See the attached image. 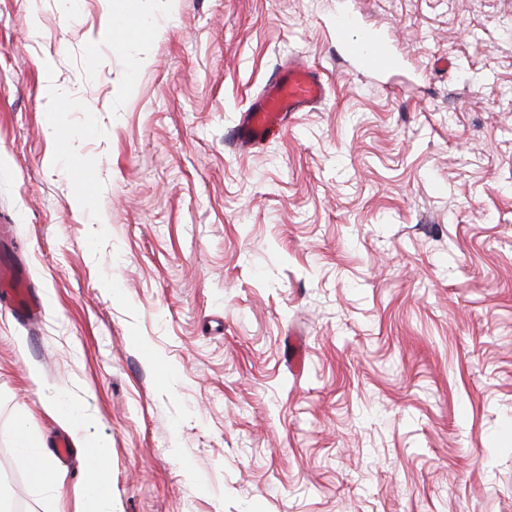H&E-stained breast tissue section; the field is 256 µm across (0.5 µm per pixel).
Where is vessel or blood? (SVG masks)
<instances>
[{
    "mask_svg": "<svg viewBox=\"0 0 512 512\" xmlns=\"http://www.w3.org/2000/svg\"><path fill=\"white\" fill-rule=\"evenodd\" d=\"M332 29L346 54L360 65L378 71L396 67L397 60L389 43L372 34H359L350 12L339 9L333 14ZM325 82L300 60H292L269 78L262 97L246 110L234 135L240 147L259 144L274 130L283 129L290 113L323 99ZM0 294L10 300L14 317L23 323L40 319L42 301L29 287L25 269L18 267L9 253L0 254Z\"/></svg>",
    "mask_w": 512,
    "mask_h": 512,
    "instance_id": "1",
    "label": "vessel or blood"
}]
</instances>
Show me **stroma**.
I'll return each mask as SVG.
<instances>
[{
  "label": "stroma",
  "mask_w": 512,
  "mask_h": 512,
  "mask_svg": "<svg viewBox=\"0 0 512 512\" xmlns=\"http://www.w3.org/2000/svg\"><path fill=\"white\" fill-rule=\"evenodd\" d=\"M337 1L140 0L163 31L105 42L125 0H0V219L43 303L0 304V504L80 512L92 446L112 512H512V0H341L391 74ZM291 58L325 99L234 150ZM59 403L58 492L12 434L52 449ZM332 30L346 54L360 65L384 72L397 66V60L386 40L372 34L355 35V23L350 12L336 8Z\"/></svg>",
  "instance_id": "1"
}]
</instances>
